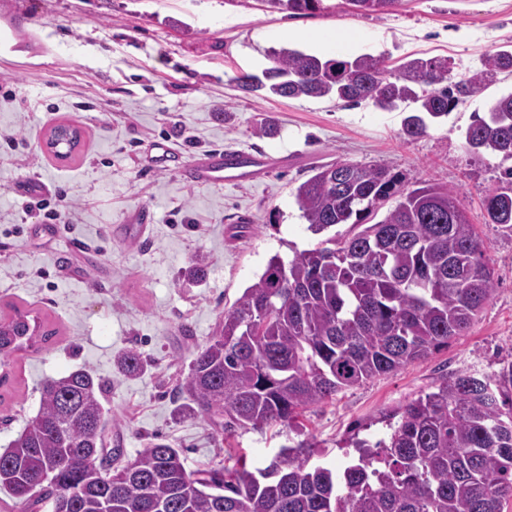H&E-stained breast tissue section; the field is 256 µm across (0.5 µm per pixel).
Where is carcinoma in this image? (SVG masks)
I'll return each mask as SVG.
<instances>
[{
	"label": "carcinoma",
	"instance_id": "carcinoma-1",
	"mask_svg": "<svg viewBox=\"0 0 512 512\" xmlns=\"http://www.w3.org/2000/svg\"><path fill=\"white\" fill-rule=\"evenodd\" d=\"M292 14L325 10L323 0H265ZM400 0H349L364 15ZM265 81L238 87L258 96L328 98L358 104L381 94L415 104L402 134L428 123L512 72V50L485 55L484 68L456 82L444 59H412L397 73L372 55L324 59L272 50ZM477 154L512 159V93L466 131ZM347 171L336 182L332 175ZM399 197L384 219L376 210ZM295 201L309 229L357 232L328 238L289 261L272 256L215 333L199 348L180 389L178 414L224 418L221 431L297 426L311 405L397 372L464 333L493 293L485 245L455 190L402 189L383 164L336 162L314 169ZM488 223L512 232V167L484 198ZM19 312L0 323V354L25 351L52 333ZM103 385L78 369L47 381L40 407L0 453V486L18 512H501L512 496V363L491 376L461 372L386 414L389 441L353 438L358 459L316 464V442L284 446L264 468L186 469L178 449L149 442L112 467L121 451L103 446Z\"/></svg>",
	"mask_w": 512,
	"mask_h": 512
}]
</instances>
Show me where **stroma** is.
<instances>
[{
    "label": "stroma",
    "instance_id": "1",
    "mask_svg": "<svg viewBox=\"0 0 512 512\" xmlns=\"http://www.w3.org/2000/svg\"><path fill=\"white\" fill-rule=\"evenodd\" d=\"M302 17L264 0H0V27L12 26L11 51L0 50V319L13 309L39 314L55 332L36 350L0 355V452L40 407L45 380L77 369L105 385L107 442L133 460L152 438L177 448L187 469L232 467L238 456L263 467L287 445L282 426L238 428L221 437L213 419H179L175 410L190 363L225 311L273 255L321 242L298 209L295 188L313 167L337 161L381 163L408 188L457 191L494 268L491 299L469 330L428 358L339 392L308 407L299 422L322 459L355 458L353 434L380 439L381 418L461 370L489 375L512 362V232L488 223L482 200L507 163L469 151L465 133L492 100L512 91L500 74L481 94L431 123L424 137L400 131L404 110L322 98H258L237 89L243 73L261 74L271 50L292 47L340 58L322 38L351 33L361 51L396 71L412 58L448 59L453 79L483 67L488 51L512 48V0H401L370 16L346 0ZM297 39L283 36L285 28ZM274 135L261 132L265 123ZM60 124L77 127L79 151L61 161L43 142ZM178 150L158 169L157 143ZM215 150L268 153L271 171L239 184L199 185L187 165ZM27 185L65 195L73 222L43 230L25 214ZM153 224L128 234L133 213ZM204 267L194 279L193 267ZM142 369L119 372L125 351Z\"/></svg>",
    "mask_w": 512,
    "mask_h": 512
}]
</instances>
